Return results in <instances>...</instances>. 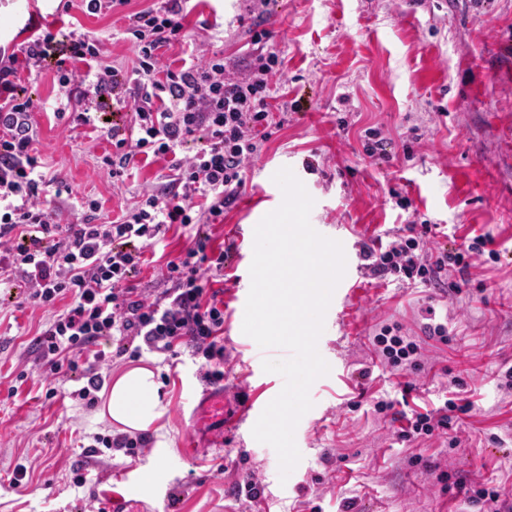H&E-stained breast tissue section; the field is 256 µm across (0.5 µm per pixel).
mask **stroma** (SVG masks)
Segmentation results:
<instances>
[{"label":"stroma","mask_w":512,"mask_h":512,"mask_svg":"<svg viewBox=\"0 0 512 512\" xmlns=\"http://www.w3.org/2000/svg\"><path fill=\"white\" fill-rule=\"evenodd\" d=\"M258 9L269 48L284 58L293 108L250 163L240 201L205 227L232 252L214 285L224 302L223 422L194 414L201 359L145 352L138 362L155 369L167 406L165 443L150 439L134 456L95 446L94 435L112 430L75 398L77 375L45 397L30 341L51 310L26 301L23 289L0 287V512H86L120 479L132 512H482L467 500L471 486L512 496V0H198L185 23L242 64ZM39 24L78 28L104 43L115 66L132 65L121 12L91 14L73 0ZM55 75L48 66L24 84L44 106L41 160L69 185L70 205L94 196L102 220H112L161 182L167 163L139 164L112 182L99 162L110 143L55 117ZM371 130L390 138L389 162L366 154ZM283 167L314 200L312 227L343 243L347 261L318 340L330 372L310 389L313 406L295 431L302 459L284 482L275 450L252 428L284 384L262 362L289 352L260 348L242 332L254 228L282 202L272 177ZM413 222L434 225V246L451 252L477 235L493 243L467 254L466 271L450 269L447 288L373 278L362 244H389ZM190 236L174 226L146 247L136 287L161 291L166 262ZM427 319L446 338L421 334ZM387 324L419 345L417 367L382 363L373 339ZM456 394L472 406L452 411L448 430L399 438L401 414ZM381 399L393 409L377 410ZM19 465L28 472L15 486ZM78 472L87 478L80 487ZM251 479L260 497H237L235 487Z\"/></svg>","instance_id":"1"}]
</instances>
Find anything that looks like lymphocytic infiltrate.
Here are the masks:
<instances>
[{
	"label": "lymphocytic infiltrate",
	"mask_w": 512,
	"mask_h": 512,
	"mask_svg": "<svg viewBox=\"0 0 512 512\" xmlns=\"http://www.w3.org/2000/svg\"><path fill=\"white\" fill-rule=\"evenodd\" d=\"M187 2L153 0L126 14L134 52L126 71L108 63L100 40L84 32L48 31L0 48V285L21 279L31 303L53 309L34 353L52 378L80 371L76 395L90 406L103 387L99 369L107 357L100 345L108 339L120 356L129 338L163 355L185 346L209 362L204 381H223L224 303L209 286L223 276L228 254L202 227L223 223L245 186L247 164L288 116L273 88L283 60L266 47L269 30L251 26L257 53L244 67L231 65L223 52L192 41L184 25ZM174 44L189 49L176 65L161 55ZM48 62L56 66L61 94L78 106L72 127H90L102 138L100 111L131 113L127 136L113 138L102 158L113 181H125L139 163L169 162L162 187L138 195L111 221L101 222V205L90 196L76 224L63 223L51 204L67 185L42 169L33 123L39 106L22 86ZM191 138L199 145L187 155L182 147ZM176 224L197 231L192 245L167 261L165 289L136 288L132 276L144 248ZM363 253L374 277L436 288L447 285L449 265L464 262L463 253L429 247L412 224L385 248L367 245Z\"/></svg>",
	"instance_id": "lymphocytic-infiltrate-1"
}]
</instances>
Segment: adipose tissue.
Here are the masks:
<instances>
[{
	"label": "adipose tissue",
	"instance_id": "ef3b65f1",
	"mask_svg": "<svg viewBox=\"0 0 512 512\" xmlns=\"http://www.w3.org/2000/svg\"><path fill=\"white\" fill-rule=\"evenodd\" d=\"M165 413L155 371L139 365L112 380L97 418L124 433L149 430Z\"/></svg>",
	"mask_w": 512,
	"mask_h": 512
}]
</instances>
